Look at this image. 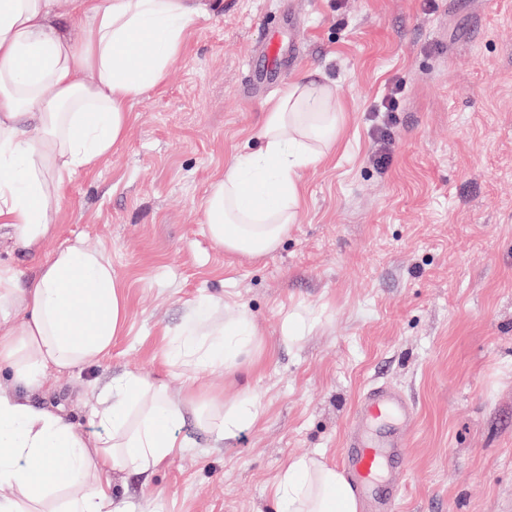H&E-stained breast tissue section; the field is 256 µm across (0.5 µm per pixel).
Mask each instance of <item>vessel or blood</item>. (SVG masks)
I'll return each instance as SVG.
<instances>
[{
    "label": "vessel or blood",
    "instance_id": "vessel-or-blood-1",
    "mask_svg": "<svg viewBox=\"0 0 512 512\" xmlns=\"http://www.w3.org/2000/svg\"><path fill=\"white\" fill-rule=\"evenodd\" d=\"M413 416L412 405L388 387L371 388L362 397L340 465L373 512H395L400 491L394 475L406 461Z\"/></svg>",
    "mask_w": 512,
    "mask_h": 512
}]
</instances>
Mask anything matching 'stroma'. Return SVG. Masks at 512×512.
<instances>
[{"label":"stroma","mask_w":512,"mask_h":512,"mask_svg":"<svg viewBox=\"0 0 512 512\" xmlns=\"http://www.w3.org/2000/svg\"><path fill=\"white\" fill-rule=\"evenodd\" d=\"M165 82L131 105L126 139L68 187L43 250L0 231V263L32 277L80 238L128 296L99 362L55 375L34 403L87 433L116 375L186 369L167 336L247 314L250 357L201 373L200 392L260 405L229 446L193 420L192 447L146 477L115 472L126 512H280L275 485L299 457L337 465L355 409L385 384L414 407L396 512H512V0H207ZM278 40L280 78L256 73ZM304 73L334 85L335 149L301 173L286 240L253 259L210 239L203 202L225 164L260 146L267 106ZM400 87L392 161L369 162L376 108Z\"/></svg>","instance_id":"1"}]
</instances>
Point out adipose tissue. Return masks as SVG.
<instances>
[{
    "label": "adipose tissue",
    "mask_w": 512,
    "mask_h": 512,
    "mask_svg": "<svg viewBox=\"0 0 512 512\" xmlns=\"http://www.w3.org/2000/svg\"><path fill=\"white\" fill-rule=\"evenodd\" d=\"M205 0H0V229L36 249L54 236L66 190L122 142L130 106L161 84L180 56ZM80 29L73 39L72 29ZM91 74L81 82V74ZM333 88L302 77L266 110L259 151L235 157L211 185L204 216L225 251L263 257L288 235L302 202L300 174L336 145L340 117L323 103ZM127 295L99 250L74 240L51 253L30 279L0 266V512H31L53 492L57 512H124L112 487L116 470L148 472L181 453L187 415L215 441L234 440L259 406L231 404L126 372L91 407L100 432L86 436L29 392L55 373L98 362L127 318ZM253 342L243 315L206 333L184 328L174 360L193 372L236 369ZM283 512H359L344 475L310 458L288 463L275 485Z\"/></svg>",
    "instance_id": "ef3b65f1"
}]
</instances>
